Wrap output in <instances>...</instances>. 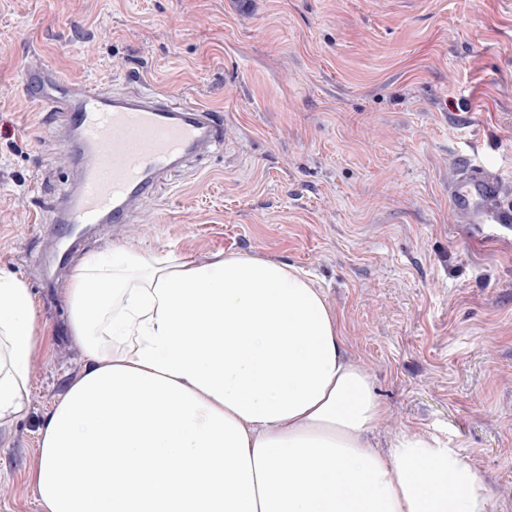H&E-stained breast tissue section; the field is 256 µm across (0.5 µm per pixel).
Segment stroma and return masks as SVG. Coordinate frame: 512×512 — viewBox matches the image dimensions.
I'll list each match as a JSON object with an SVG mask.
<instances>
[{
    "label": "stroma",
    "mask_w": 512,
    "mask_h": 512,
    "mask_svg": "<svg viewBox=\"0 0 512 512\" xmlns=\"http://www.w3.org/2000/svg\"><path fill=\"white\" fill-rule=\"evenodd\" d=\"M37 66L224 121L127 223L67 239L73 258L128 244L308 273L385 406L377 450L439 438L512 512V225L448 202L469 162L512 191V0H0V267L44 323L26 412L0 420V512H42L39 430L87 367L51 249L72 160L22 94Z\"/></svg>",
    "instance_id": "1"
}]
</instances>
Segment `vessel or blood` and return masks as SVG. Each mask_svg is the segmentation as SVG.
Returning a JSON list of instances; mask_svg holds the SVG:
<instances>
[{"label":"vessel or blood","instance_id":"obj_1","mask_svg":"<svg viewBox=\"0 0 512 512\" xmlns=\"http://www.w3.org/2000/svg\"><path fill=\"white\" fill-rule=\"evenodd\" d=\"M24 91L45 111L59 113L67 129L76 180L57 221L73 230L125 223L175 162L224 136L213 111L174 103L160 91L116 96L64 80L49 67L28 72ZM448 199L462 223L512 224V198L491 170L464 168Z\"/></svg>","mask_w":512,"mask_h":512}]
</instances>
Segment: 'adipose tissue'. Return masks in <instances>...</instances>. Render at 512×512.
<instances>
[{"instance_id": "obj_1", "label": "adipose tissue", "mask_w": 512, "mask_h": 512, "mask_svg": "<svg viewBox=\"0 0 512 512\" xmlns=\"http://www.w3.org/2000/svg\"><path fill=\"white\" fill-rule=\"evenodd\" d=\"M66 295L88 369L40 431L44 512H488L439 439L371 446L385 407L298 268L116 245L83 257ZM41 336L30 288L0 269V420L26 410Z\"/></svg>"}]
</instances>
